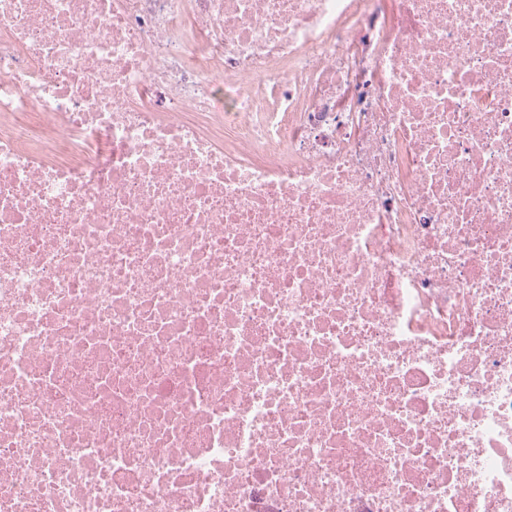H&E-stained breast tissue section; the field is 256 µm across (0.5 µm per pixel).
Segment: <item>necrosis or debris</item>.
I'll use <instances>...</instances> for the list:
<instances>
[{
  "mask_svg": "<svg viewBox=\"0 0 512 512\" xmlns=\"http://www.w3.org/2000/svg\"><path fill=\"white\" fill-rule=\"evenodd\" d=\"M0 512H512V0H0Z\"/></svg>",
  "mask_w": 512,
  "mask_h": 512,
  "instance_id": "1",
  "label": "necrosis or debris"
}]
</instances>
